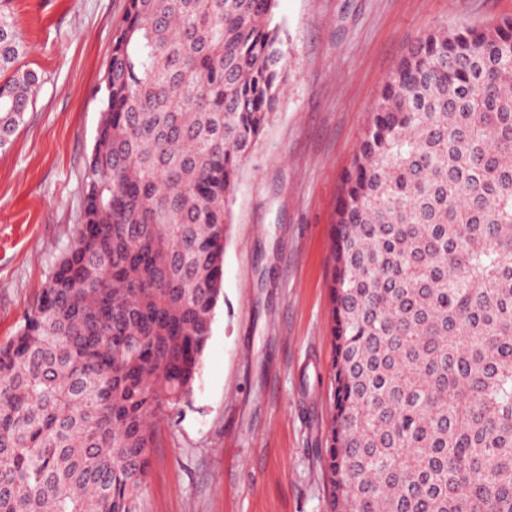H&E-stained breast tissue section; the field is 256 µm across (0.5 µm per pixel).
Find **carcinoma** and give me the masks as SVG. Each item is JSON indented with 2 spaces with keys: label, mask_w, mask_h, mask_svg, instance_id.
<instances>
[{
  "label": "carcinoma",
  "mask_w": 512,
  "mask_h": 512,
  "mask_svg": "<svg viewBox=\"0 0 512 512\" xmlns=\"http://www.w3.org/2000/svg\"><path fill=\"white\" fill-rule=\"evenodd\" d=\"M277 2L128 0L79 235L0 348V512H136L279 102ZM23 52L0 14V71ZM511 58V16L426 34L341 179L330 512H512ZM38 86L28 70L0 85V148Z\"/></svg>",
  "instance_id": "1"
}]
</instances>
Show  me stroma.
Masks as SVG:
<instances>
[{"mask_svg": "<svg viewBox=\"0 0 512 512\" xmlns=\"http://www.w3.org/2000/svg\"><path fill=\"white\" fill-rule=\"evenodd\" d=\"M127 0H0L37 95L0 149V346L76 239L97 88ZM512 16V0H278L288 66L248 154L224 295L189 402L156 426L137 512H328L330 227L385 78L426 33Z\"/></svg>", "mask_w": 512, "mask_h": 512, "instance_id": "1", "label": "stroma"}]
</instances>
